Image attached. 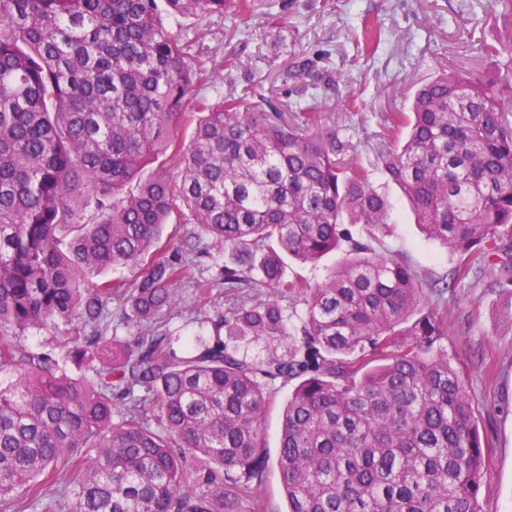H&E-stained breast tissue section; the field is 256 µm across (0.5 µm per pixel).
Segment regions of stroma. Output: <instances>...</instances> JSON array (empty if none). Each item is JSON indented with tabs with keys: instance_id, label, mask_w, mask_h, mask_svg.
Masks as SVG:
<instances>
[{
	"instance_id": "obj_1",
	"label": "stroma",
	"mask_w": 512,
	"mask_h": 512,
	"mask_svg": "<svg viewBox=\"0 0 512 512\" xmlns=\"http://www.w3.org/2000/svg\"><path fill=\"white\" fill-rule=\"evenodd\" d=\"M491 0H256L252 19L234 40L224 38L236 17L165 18L167 29L193 36V53L236 57L200 88L214 100L229 89L250 90L288 118L312 101L322 104V130L351 140L362 164L386 133L385 118L405 112L417 83L453 67L471 76L491 72L483 44L498 30L485 14ZM308 60L304 83L287 79L294 62ZM374 184L392 201V219L376 234L375 248L419 277H442L456 255L422 237L398 188L383 174ZM448 334L440 346L464 378L478 425L488 438L481 512H512V292L486 285L484 273L460 278L447 296ZM290 386L270 387L265 416L267 512H287L277 455L281 413Z\"/></svg>"
}]
</instances>
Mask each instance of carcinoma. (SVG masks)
Masks as SVG:
<instances>
[{"mask_svg":"<svg viewBox=\"0 0 512 512\" xmlns=\"http://www.w3.org/2000/svg\"><path fill=\"white\" fill-rule=\"evenodd\" d=\"M485 79L445 72L387 117L377 168L264 99H196L217 62L162 11L245 21L255 0H0V512H259L268 387L294 384L277 458L288 512H481L485 453L465 380L425 306L482 257L512 289V0ZM387 176L458 266L426 283L372 245ZM196 231L157 246L172 211ZM362 224L367 238H354ZM229 257L224 312L185 338L162 323L199 260ZM344 250L320 282L284 256ZM140 267L129 290L88 273ZM302 304L300 325L280 298ZM130 338L112 332V300ZM77 324L49 349L30 330ZM401 336L411 337L404 343ZM266 354H248L253 341Z\"/></svg>","mask_w":512,"mask_h":512,"instance_id":"1","label":"carcinoma"}]
</instances>
